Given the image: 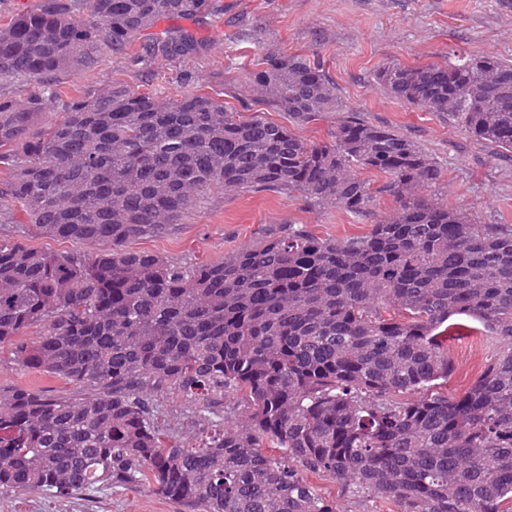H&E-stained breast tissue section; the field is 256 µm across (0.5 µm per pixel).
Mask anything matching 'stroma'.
Returning a JSON list of instances; mask_svg holds the SVG:
<instances>
[{
	"instance_id": "stroma-1",
	"label": "stroma",
	"mask_w": 512,
	"mask_h": 512,
	"mask_svg": "<svg viewBox=\"0 0 512 512\" xmlns=\"http://www.w3.org/2000/svg\"><path fill=\"white\" fill-rule=\"evenodd\" d=\"M193 31L208 46L201 57L179 63H134V56L163 30ZM276 49L318 61L355 111L416 141L442 169V197L480 224L512 227V156L477 140L447 117L403 103L377 85L378 71L398 61L409 66L445 63L457 55L490 53L512 60V0H211L199 17L164 18L145 30L122 53L102 51L95 67L76 71L58 87L76 96L88 86L121 84L163 98L194 92L223 101L230 110L264 111L268 120L287 124V115L265 109L249 79L264 53ZM306 227L322 238L344 239L369 231V224L333 207H318L291 193L213 191L162 237L131 241L134 250L156 253L191 266L216 262L259 244L288 227ZM0 239L19 240L51 253L95 255L98 244L44 237L25 224H0ZM498 340L483 330L448 342L454 369L449 396L464 393L493 360ZM28 388L52 396L73 394L64 380L23 368L9 346L0 347V390ZM161 421L183 435H200L206 423L196 407L177 393L158 398ZM338 512H397L395 506L335 480L306 473ZM0 512H180L143 484L70 499L17 491L0 495Z\"/></svg>"
}]
</instances>
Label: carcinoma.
<instances>
[{"mask_svg":"<svg viewBox=\"0 0 512 512\" xmlns=\"http://www.w3.org/2000/svg\"><path fill=\"white\" fill-rule=\"evenodd\" d=\"M205 5L41 0L0 29V224L21 217L42 236L103 246L88 256L0 241V345L76 389L0 391V494L68 499L144 482L187 512H336L307 470L399 512H512V228L432 195L436 162L348 108L302 55L266 53L252 81L294 125L332 120L326 142L191 92L58 95L60 77L103 49ZM207 48L163 31L146 53ZM15 82L33 90L12 97ZM376 83L512 152L511 61L393 62ZM49 109L61 118L43 127ZM359 169L384 180L373 188ZM215 189L296 192L372 224L346 240L290 226L194 266L127 249L168 234ZM379 196L396 203L384 219ZM454 316L503 342L458 398L439 391ZM169 391L243 400L190 445L158 425L156 397Z\"/></svg>","mask_w":512,"mask_h":512,"instance_id":"1","label":"carcinoma"}]
</instances>
